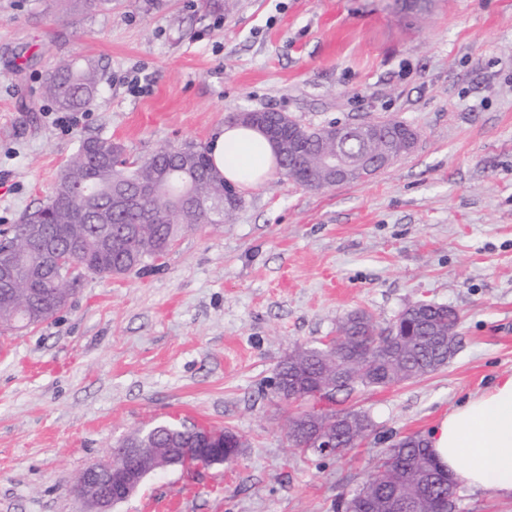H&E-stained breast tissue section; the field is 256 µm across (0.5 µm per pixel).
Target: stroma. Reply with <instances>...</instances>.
Segmentation results:
<instances>
[{"instance_id":"1","label":"stroma","mask_w":512,"mask_h":512,"mask_svg":"<svg viewBox=\"0 0 512 512\" xmlns=\"http://www.w3.org/2000/svg\"><path fill=\"white\" fill-rule=\"evenodd\" d=\"M75 57L104 80L68 128L42 85ZM252 110L395 117L419 138L362 182L273 174L230 223L181 230L159 269L85 276L45 322L0 326V512H86L79 474L175 419L238 433L239 458L150 475L114 512H336L397 440L512 374V0H426L419 16L395 0H112L93 16L0 0V225L39 206L83 138L142 159ZM419 301L462 314L448 365L360 395L373 427L346 456L291 447L278 364L352 311L386 328Z\"/></svg>"}]
</instances>
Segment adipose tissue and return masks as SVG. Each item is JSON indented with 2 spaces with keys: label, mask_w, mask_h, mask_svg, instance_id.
I'll list each match as a JSON object with an SVG mask.
<instances>
[{
  "label": "adipose tissue",
  "mask_w": 512,
  "mask_h": 512,
  "mask_svg": "<svg viewBox=\"0 0 512 512\" xmlns=\"http://www.w3.org/2000/svg\"><path fill=\"white\" fill-rule=\"evenodd\" d=\"M216 168L230 184L253 187L276 170L272 144L258 129L221 126L210 142ZM438 464L471 491L512 498V375L471 396L439 419L427 434Z\"/></svg>",
  "instance_id": "obj_1"
}]
</instances>
